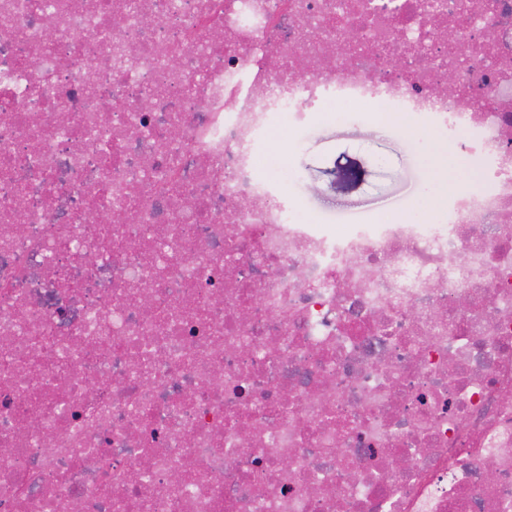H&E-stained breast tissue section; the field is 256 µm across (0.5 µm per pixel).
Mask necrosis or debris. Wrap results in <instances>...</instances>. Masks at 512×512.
Wrapping results in <instances>:
<instances>
[{
    "instance_id": "4bbe7bcc",
    "label": "necrosis or debris",
    "mask_w": 512,
    "mask_h": 512,
    "mask_svg": "<svg viewBox=\"0 0 512 512\" xmlns=\"http://www.w3.org/2000/svg\"><path fill=\"white\" fill-rule=\"evenodd\" d=\"M322 100L473 185L324 231L256 156ZM0 447V512H512V0H0Z\"/></svg>"
}]
</instances>
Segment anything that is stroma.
I'll use <instances>...</instances> for the list:
<instances>
[{
  "mask_svg": "<svg viewBox=\"0 0 512 512\" xmlns=\"http://www.w3.org/2000/svg\"><path fill=\"white\" fill-rule=\"evenodd\" d=\"M425 130L408 117L393 116L384 134L372 119L340 123L327 112L312 113L301 128L281 126L262 155H276L297 172L288 185L290 197L307 211L312 223L340 232L352 224H390L435 212V199L467 186L480 161L459 156L447 143L421 157ZM446 164L447 180L435 174ZM348 169L336 179L334 167Z\"/></svg>",
  "mask_w": 512,
  "mask_h": 512,
  "instance_id": "35a3bbf8",
  "label": "stroma"
}]
</instances>
